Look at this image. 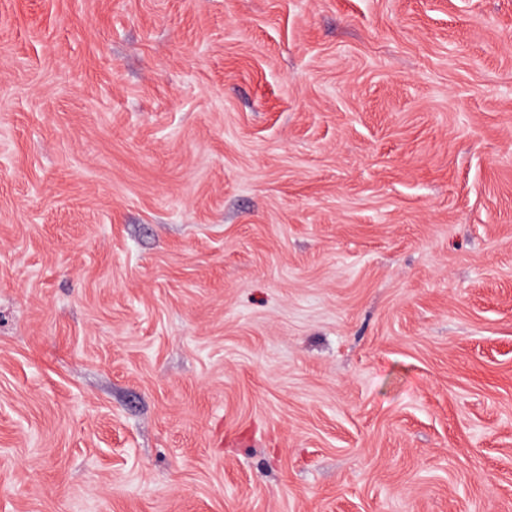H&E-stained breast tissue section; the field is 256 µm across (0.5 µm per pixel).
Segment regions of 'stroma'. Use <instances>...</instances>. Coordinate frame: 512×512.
<instances>
[{
  "label": "stroma",
  "instance_id": "obj_1",
  "mask_svg": "<svg viewBox=\"0 0 512 512\" xmlns=\"http://www.w3.org/2000/svg\"><path fill=\"white\" fill-rule=\"evenodd\" d=\"M0 512H512V0H0Z\"/></svg>",
  "mask_w": 512,
  "mask_h": 512
}]
</instances>
